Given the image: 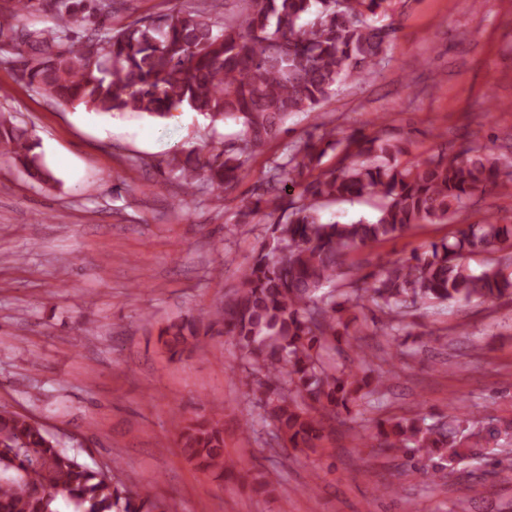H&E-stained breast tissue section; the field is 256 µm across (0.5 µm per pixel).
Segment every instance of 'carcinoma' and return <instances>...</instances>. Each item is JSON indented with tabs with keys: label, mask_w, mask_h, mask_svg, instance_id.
Here are the masks:
<instances>
[{
	"label": "carcinoma",
	"mask_w": 512,
	"mask_h": 512,
	"mask_svg": "<svg viewBox=\"0 0 512 512\" xmlns=\"http://www.w3.org/2000/svg\"><path fill=\"white\" fill-rule=\"evenodd\" d=\"M114 0H15L0 15V54L10 55L15 82L39 89L61 106L95 112H138L167 118L185 106L210 120L230 121L228 139L173 156L169 173L185 195L199 186L226 195L249 175V160L300 112H313L346 85L374 73L392 29L379 23L389 0H239L222 22L187 7L119 25ZM55 26L26 17L41 9ZM29 131L0 118V156L9 155L30 181H55ZM339 167L324 168L327 151ZM406 151L381 135L308 136L274 162L239 212L244 223L262 208L277 210L290 192L285 220L268 225L252 263L232 294L206 318L161 330L171 355L200 337L228 336L245 362L241 385L262 403L280 448L313 450L354 408L381 406L389 372L373 368L352 340L344 314L372 305L392 322L426 301L496 303L512 300V277L495 263L471 269L466 253L502 254L512 263V224L484 221L431 242L422 253L357 276L356 251L396 238L418 224L456 221L466 200L502 184L501 155L466 147L405 162ZM368 194L382 199L371 220L340 222L320 213L328 201ZM501 435L486 423L461 435L438 420L419 424L379 419L358 433L362 445L395 461L420 455L429 484L436 474ZM185 458L220 476L240 462L224 455L217 413L184 427ZM0 512H165L147 491L112 480L111 470L81 462L30 417L0 411Z\"/></svg>",
	"instance_id": "1"
}]
</instances>
